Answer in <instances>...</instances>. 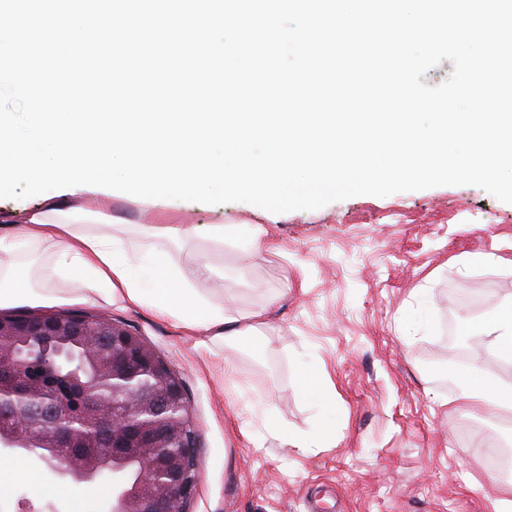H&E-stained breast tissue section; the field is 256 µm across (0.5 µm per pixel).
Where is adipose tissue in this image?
<instances>
[{
	"mask_svg": "<svg viewBox=\"0 0 512 512\" xmlns=\"http://www.w3.org/2000/svg\"><path fill=\"white\" fill-rule=\"evenodd\" d=\"M74 211L69 196H56L28 212L18 229L0 231V306L55 303L61 299L75 303L95 298L109 303L123 295L132 304L153 308L183 328L220 338L228 346L254 336L265 324L267 309L230 317L224 313L223 299L198 290V283L210 280L214 273L208 261L196 260L190 276H183L167 246L195 238V227L142 224L138 227L142 242L134 246L124 240L123 225L90 231L74 218ZM34 251L48 258L40 271L43 279L76 281L71 294L63 298L43 294L21 278L22 259ZM485 333L495 356L511 363L512 300L495 309ZM448 380L456 389V401L512 411V388L502 387L491 376L475 377L452 370Z\"/></svg>",
	"mask_w": 512,
	"mask_h": 512,
	"instance_id": "1",
	"label": "adipose tissue"
}]
</instances>
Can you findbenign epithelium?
<instances>
[{
    "label": "benign epithelium",
    "mask_w": 512,
    "mask_h": 512,
    "mask_svg": "<svg viewBox=\"0 0 512 512\" xmlns=\"http://www.w3.org/2000/svg\"><path fill=\"white\" fill-rule=\"evenodd\" d=\"M87 336L88 355L109 371L102 382L112 388L119 403L112 413L103 410L90 385L48 369L49 361L31 360L24 341L48 337ZM21 397L47 392L51 404L36 412L52 417L50 441L24 434V419L13 401L3 398L5 385ZM187 407L180 379L139 337L107 319L95 332L88 317L79 314L0 315V452L35 456L58 481L93 483L112 473V504L105 512H186L198 481L195 433L190 412L174 426L159 414ZM77 439L84 441L81 462L72 467L55 463L56 450ZM138 466L135 483L126 472Z\"/></svg>",
    "instance_id": "1"
}]
</instances>
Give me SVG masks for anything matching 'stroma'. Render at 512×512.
<instances>
[{
    "label": "stroma",
    "mask_w": 512,
    "mask_h": 512,
    "mask_svg": "<svg viewBox=\"0 0 512 512\" xmlns=\"http://www.w3.org/2000/svg\"><path fill=\"white\" fill-rule=\"evenodd\" d=\"M84 210L107 211L136 239L140 224L205 229L263 226L270 248L244 254L200 234L175 263L207 259L217 272L200 290L229 299L227 315L273 309L261 338L230 347L201 341L150 310L101 300L74 305L139 336L178 375L197 431V488L188 512H493L508 482L488 454L500 427L484 408L454 403L449 370L477 367L512 386V363L479 336L512 299V204L476 186H438L387 197L355 196L317 210L275 214L255 205H210L131 195ZM326 373L325 402L303 391ZM291 433L330 432L308 454L285 451L263 412ZM19 477L0 512L53 503L57 512H98L111 476L88 487Z\"/></svg>",
    "instance_id": "35a3bbf8"
}]
</instances>
